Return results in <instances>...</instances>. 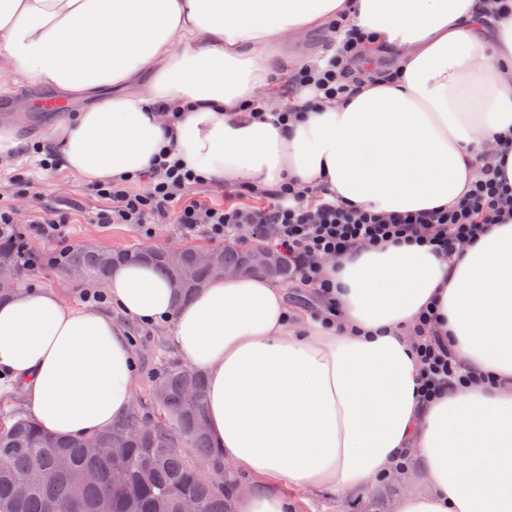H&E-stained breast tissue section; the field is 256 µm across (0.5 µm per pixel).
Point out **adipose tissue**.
Segmentation results:
<instances>
[{
  "label": "adipose tissue",
  "mask_w": 512,
  "mask_h": 512,
  "mask_svg": "<svg viewBox=\"0 0 512 512\" xmlns=\"http://www.w3.org/2000/svg\"><path fill=\"white\" fill-rule=\"evenodd\" d=\"M339 17L396 76L285 125L251 112L275 46ZM0 73L95 96L47 135L89 183L143 173L164 147L219 187L292 182L382 214L454 205L486 162L512 182V11L489 0H0ZM324 275L327 326L273 279L215 277L179 301L144 261L102 285L119 322L25 290L0 302V379L49 434L111 431L136 385L123 323L160 324L206 377L210 438L250 478L225 485L235 512H291L292 489L357 496L405 458L425 488L395 512H512V218L449 259L358 245ZM426 309L473 377L429 403L413 348Z\"/></svg>",
  "instance_id": "ef3b65f1"
}]
</instances>
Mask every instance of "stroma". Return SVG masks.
<instances>
[{
    "label": "stroma",
    "instance_id": "1",
    "mask_svg": "<svg viewBox=\"0 0 512 512\" xmlns=\"http://www.w3.org/2000/svg\"><path fill=\"white\" fill-rule=\"evenodd\" d=\"M332 42L326 31L311 29L296 39L283 43L278 53L290 68L304 61L325 55ZM45 86L23 82L13 85L11 94L0 95V126L14 128L24 143L43 141L50 127L66 122V115L30 111L31 96L45 93ZM82 179L61 169L42 170L36 155L19 154L0 164V203L11 206L17 223L37 220L47 213L63 219L72 247L89 246L102 249L129 247L164 248L170 245H210V238L201 231L185 234L180 225L166 222L155 225L152 234H144L134 224H100L95 216L107 208V200L88 194ZM27 288H50L66 303L85 305L86 294L99 291L96 282L72 279L65 266L42 267L27 272L23 280ZM137 365L136 408L143 418L156 416L151 395L152 379L163 369L175 353L164 330L158 325L128 324ZM422 479L402 472L384 480L361 496L338 499L324 497L307 490L291 491L297 504L296 512H393L394 504L402 495L420 490Z\"/></svg>",
    "mask_w": 512,
    "mask_h": 512
}]
</instances>
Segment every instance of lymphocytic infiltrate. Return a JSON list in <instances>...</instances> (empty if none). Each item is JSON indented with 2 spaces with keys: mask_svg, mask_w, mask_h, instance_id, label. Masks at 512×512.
<instances>
[{
  "mask_svg": "<svg viewBox=\"0 0 512 512\" xmlns=\"http://www.w3.org/2000/svg\"><path fill=\"white\" fill-rule=\"evenodd\" d=\"M336 48L321 62L297 69L290 90L309 92L308 107L324 100L348 97L355 89L349 68L358 59L362 29L336 21ZM144 191H131L127 181L91 183L90 195L108 200L100 210V224H135L151 232L154 224L172 218L186 233L205 231L217 242L242 233L270 231L273 244L284 255L297 285L313 289L320 307L314 312L327 322L331 284L323 274L322 258L340 257L356 245L410 243L448 256L478 239L486 225L512 218V186L497 168L484 167L468 194L457 204L431 210L391 213L344 206L320 191L283 185L263 192V204H221L193 196L199 175L186 170L168 150H160L145 174ZM0 232L19 235L22 241L39 237L59 244L48 254L25 253L29 268L58 264L71 250L62 222L45 217L22 227L13 210L0 206ZM415 350L423 365L419 396L431 401L450 386L466 384L469 376L438 338L419 337Z\"/></svg>",
  "mask_w": 512,
  "mask_h": 512,
  "instance_id": "f902f5d3",
  "label": "lymphocytic infiltrate"
}]
</instances>
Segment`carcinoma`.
Listing matches in <instances>:
<instances>
[{
	"mask_svg": "<svg viewBox=\"0 0 512 512\" xmlns=\"http://www.w3.org/2000/svg\"><path fill=\"white\" fill-rule=\"evenodd\" d=\"M213 260L238 273H253L246 253L228 242L210 249ZM22 242L0 236V273L15 279L0 288V301L21 284ZM198 250L117 252L77 249L66 259L68 270L88 280H105L123 261L147 260L177 289L182 299L211 276ZM260 273L284 283L291 269L277 252ZM204 374L181 360L166 362L152 394L160 420L147 424L137 412L112 431L93 439H68L43 432L24 415L0 414V512H181L183 500L196 501L198 512H232L224 484L213 475L224 460L205 429Z\"/></svg>",
	"mask_w": 512,
	"mask_h": 512,
	"instance_id": "cac0c4a2",
	"label": "carcinoma"
}]
</instances>
